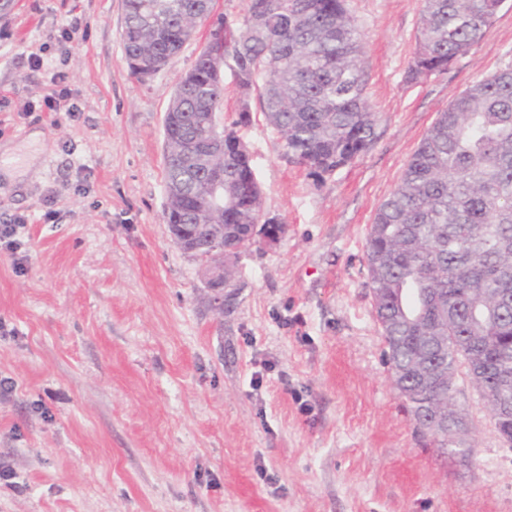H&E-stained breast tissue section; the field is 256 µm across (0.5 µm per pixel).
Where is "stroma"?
<instances>
[{"label":"stroma","mask_w":512,"mask_h":512,"mask_svg":"<svg viewBox=\"0 0 512 512\" xmlns=\"http://www.w3.org/2000/svg\"><path fill=\"white\" fill-rule=\"evenodd\" d=\"M346 6L379 119L332 175L285 159L256 92L224 76L220 118L237 124L262 215L285 232L241 252L220 309L163 220V116L208 24L141 80L122 0H16L0 21V144L36 157L0 182V224L27 221L22 265L0 250V380L15 385L0 395V465L15 473L0 512H512V448L466 378L453 398L469 460L416 434L365 260L380 204L439 113L512 62V0L467 55L417 80L424 0ZM58 72L77 115L44 107Z\"/></svg>","instance_id":"35a3bbf8"}]
</instances>
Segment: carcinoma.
I'll return each instance as SVG.
<instances>
[{
    "label": "carcinoma",
    "instance_id": "1",
    "mask_svg": "<svg viewBox=\"0 0 512 512\" xmlns=\"http://www.w3.org/2000/svg\"><path fill=\"white\" fill-rule=\"evenodd\" d=\"M216 0H123L128 61L159 72L208 19L210 47L178 83L163 119L167 224H234L197 255L232 257L257 242L261 212L253 157L239 154L235 127L213 126L224 104V70L258 93L283 156L316 177L333 174L372 143L378 120L364 97L362 35L344 0H246L226 25ZM500 0H425L413 79L440 74L482 38ZM216 184L224 194L212 197ZM376 320L394 388L415 431L448 448L427 412L453 403L458 375L486 401L512 446V64L475 80L440 113L370 226L366 249ZM430 336L448 342L443 377L428 378Z\"/></svg>",
    "mask_w": 512,
    "mask_h": 512
}]
</instances>
